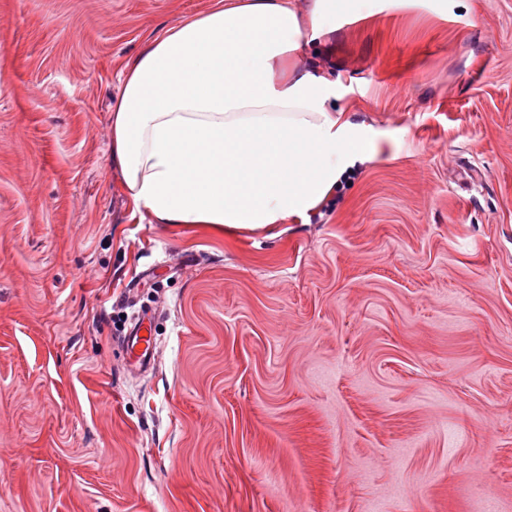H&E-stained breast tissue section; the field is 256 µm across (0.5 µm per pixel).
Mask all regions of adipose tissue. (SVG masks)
<instances>
[{"mask_svg":"<svg viewBox=\"0 0 512 512\" xmlns=\"http://www.w3.org/2000/svg\"><path fill=\"white\" fill-rule=\"evenodd\" d=\"M375 0H216L126 62L111 159L154 224L263 229L308 219L377 151L309 46Z\"/></svg>","mask_w":512,"mask_h":512,"instance_id":"obj_1","label":"adipose tissue"}]
</instances>
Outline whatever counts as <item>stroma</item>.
I'll use <instances>...</instances> for the list:
<instances>
[{
	"instance_id": "obj_1",
	"label": "stroma",
	"mask_w": 512,
	"mask_h": 512,
	"mask_svg": "<svg viewBox=\"0 0 512 512\" xmlns=\"http://www.w3.org/2000/svg\"><path fill=\"white\" fill-rule=\"evenodd\" d=\"M214 2L0 0V512H512V0L317 43L379 151L307 223L130 219L120 66ZM151 319L150 312L137 313L133 317L129 335L123 337V343L126 345L127 351L130 352L126 363L129 372L144 370L156 360L158 349L151 336Z\"/></svg>"
}]
</instances>
